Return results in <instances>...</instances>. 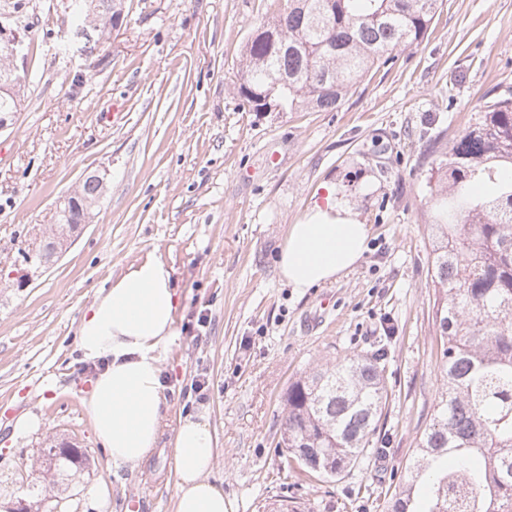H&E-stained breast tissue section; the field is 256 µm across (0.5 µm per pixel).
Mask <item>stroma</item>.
Returning a JSON list of instances; mask_svg holds the SVG:
<instances>
[{
	"mask_svg": "<svg viewBox=\"0 0 512 512\" xmlns=\"http://www.w3.org/2000/svg\"><path fill=\"white\" fill-rule=\"evenodd\" d=\"M120 26L90 56H62L66 0H21L33 79L0 132V512L24 496L23 464L58 437L88 457L70 512H172L179 419L216 434L210 480L230 512H387L380 490L410 474L419 432L443 390L428 274L427 145L512 98V0H444L427 38L372 70L335 112H251L237 93L241 48L286 0H124ZM108 169L95 218L25 287L8 274L53 224L56 200ZM370 227L360 263L296 291L278 272L289 225L326 186ZM150 256L172 269L180 334L162 380L168 426L107 501L108 455L84 413L94 381L77 330L100 288ZM390 335L382 418L390 444L333 479L281 484L282 397L304 370ZM209 381L205 400L191 389ZM38 430L16 435L20 414Z\"/></svg>",
	"mask_w": 512,
	"mask_h": 512,
	"instance_id": "1",
	"label": "stroma"
}]
</instances>
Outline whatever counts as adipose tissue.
Masks as SVG:
<instances>
[{
	"mask_svg": "<svg viewBox=\"0 0 512 512\" xmlns=\"http://www.w3.org/2000/svg\"><path fill=\"white\" fill-rule=\"evenodd\" d=\"M368 238V225L327 188L323 203L289 225L279 275L298 291L334 281L359 263ZM179 305L170 267L150 257L131 265L82 315L78 349L101 366L82 404L113 471L139 466L157 445L168 408L162 362L177 336ZM213 459L208 421L179 420L173 512H227L223 489L208 477Z\"/></svg>",
	"mask_w": 512,
	"mask_h": 512,
	"instance_id": "ef3b65f1",
	"label": "adipose tissue"
}]
</instances>
